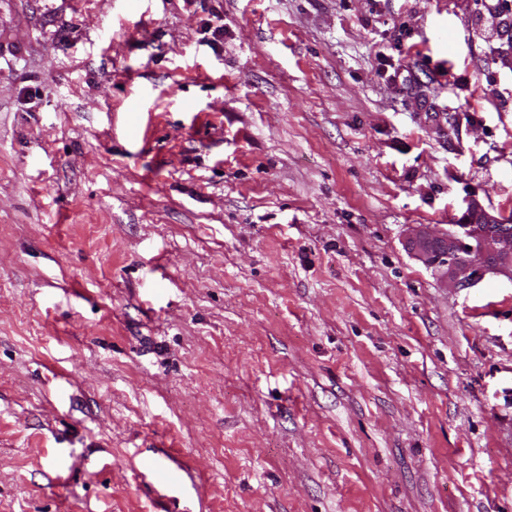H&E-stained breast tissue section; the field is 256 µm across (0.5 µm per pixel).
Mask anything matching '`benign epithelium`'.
I'll return each mask as SVG.
<instances>
[{"label":"benign epithelium","instance_id":"7a95c632","mask_svg":"<svg viewBox=\"0 0 512 512\" xmlns=\"http://www.w3.org/2000/svg\"><path fill=\"white\" fill-rule=\"evenodd\" d=\"M470 216L446 233L417 229L408 244L412 253L455 289L471 288L488 273L512 283V225L472 202Z\"/></svg>","mask_w":512,"mask_h":512}]
</instances>
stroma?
Returning a JSON list of instances; mask_svg holds the SVG:
<instances>
[{"mask_svg": "<svg viewBox=\"0 0 512 512\" xmlns=\"http://www.w3.org/2000/svg\"><path fill=\"white\" fill-rule=\"evenodd\" d=\"M477 15L0 0V512H512V282L406 243L512 220Z\"/></svg>", "mask_w": 512, "mask_h": 512, "instance_id": "35a3bbf8", "label": "stroma"}]
</instances>
